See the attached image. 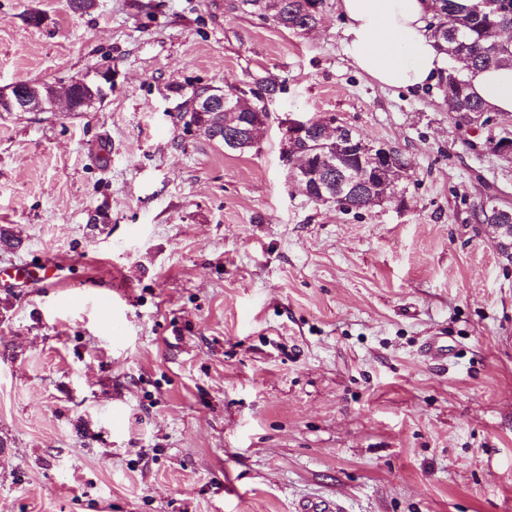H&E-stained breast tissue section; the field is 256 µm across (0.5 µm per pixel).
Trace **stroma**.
<instances>
[{
  "label": "stroma",
  "mask_w": 512,
  "mask_h": 512,
  "mask_svg": "<svg viewBox=\"0 0 512 512\" xmlns=\"http://www.w3.org/2000/svg\"><path fill=\"white\" fill-rule=\"evenodd\" d=\"M232 2L0 0V90L112 70L90 111L0 112V512H512V261L475 218L512 207V115L375 85L337 0L306 34ZM267 73L251 150L185 131ZM292 119L398 149L393 197L310 199Z\"/></svg>",
  "instance_id": "stroma-1"
}]
</instances>
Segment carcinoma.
<instances>
[{
    "label": "carcinoma",
    "mask_w": 512,
    "mask_h": 512,
    "mask_svg": "<svg viewBox=\"0 0 512 512\" xmlns=\"http://www.w3.org/2000/svg\"><path fill=\"white\" fill-rule=\"evenodd\" d=\"M309 0H237L231 4L232 9H243L271 19L277 26L293 32L302 31L307 27L317 25L319 17L310 14L307 10ZM439 17L433 25V36L438 42L445 45L449 59L457 61L462 59L471 67H490L512 64V44H500L496 35V25L508 27L512 25V0H494L495 16L490 21L482 6L483 0H471L463 5L457 0H438ZM443 86L448 111L456 114L458 122L463 125L472 124L478 115L487 111V108L467 92V84L463 79L462 71L449 66L439 79ZM279 83L272 74L254 79V88L249 91L236 90V98L243 102L239 121L241 132H251L253 147L258 139L267 118L265 98L272 97L278 90ZM205 89L193 94L189 107L179 114L184 129L195 131L200 136L217 144H224V112L219 109L198 111L195 98L201 96ZM353 141L361 137L350 128L343 129V133L331 141L320 145L315 136L301 141L298 148L306 153L317 152L318 147L341 156L343 174L350 177L360 169L358 156L348 152L345 138ZM336 202L346 210H365L389 199L394 189L388 188L386 182L380 177L371 179V187L365 193H354L347 187L332 178ZM476 219L482 224H497L501 226L498 246L502 249L512 247V208L495 204L482 205L476 212Z\"/></svg>",
    "instance_id": "carcinoma-1"
}]
</instances>
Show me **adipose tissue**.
Returning <instances> with one entry per match:
<instances>
[{
	"instance_id": "1",
	"label": "adipose tissue",
	"mask_w": 512,
	"mask_h": 512,
	"mask_svg": "<svg viewBox=\"0 0 512 512\" xmlns=\"http://www.w3.org/2000/svg\"><path fill=\"white\" fill-rule=\"evenodd\" d=\"M432 0H339L343 44L364 76L382 87L421 88L444 66L428 25ZM468 91L493 112L512 115V65L464 68Z\"/></svg>"
}]
</instances>
